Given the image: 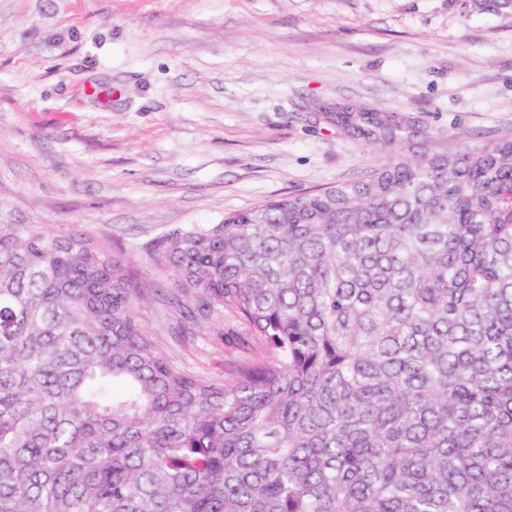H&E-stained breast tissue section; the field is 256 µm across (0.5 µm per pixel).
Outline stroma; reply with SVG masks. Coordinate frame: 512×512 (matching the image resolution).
<instances>
[{
    "instance_id": "35a3bbf8",
    "label": "stroma",
    "mask_w": 512,
    "mask_h": 512,
    "mask_svg": "<svg viewBox=\"0 0 512 512\" xmlns=\"http://www.w3.org/2000/svg\"><path fill=\"white\" fill-rule=\"evenodd\" d=\"M396 112L456 150L512 132V16L472 0H0V222L93 239L148 288L139 320L218 381L258 352L170 304L143 249L380 169L324 108Z\"/></svg>"
}]
</instances>
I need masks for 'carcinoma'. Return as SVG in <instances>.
Returning <instances> with one entry per match:
<instances>
[{"mask_svg":"<svg viewBox=\"0 0 512 512\" xmlns=\"http://www.w3.org/2000/svg\"><path fill=\"white\" fill-rule=\"evenodd\" d=\"M328 111L387 163L147 247L264 346L227 384L90 239L0 223V512H512V135Z\"/></svg>","mask_w":512,"mask_h":512,"instance_id":"carcinoma-1","label":"carcinoma"}]
</instances>
